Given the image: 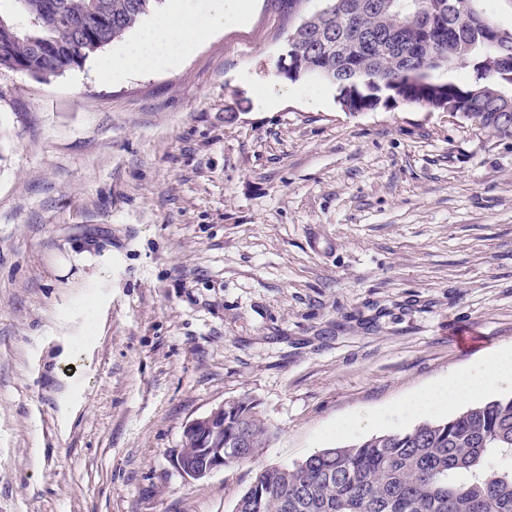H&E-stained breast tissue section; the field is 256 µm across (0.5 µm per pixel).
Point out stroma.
<instances>
[{"label": "stroma", "instance_id": "35a3bbf8", "mask_svg": "<svg viewBox=\"0 0 512 512\" xmlns=\"http://www.w3.org/2000/svg\"><path fill=\"white\" fill-rule=\"evenodd\" d=\"M322 5L253 0L162 70L0 73V512H233L512 348V139L279 76ZM244 398L260 455L186 477L185 424Z\"/></svg>", "mask_w": 512, "mask_h": 512}]
</instances>
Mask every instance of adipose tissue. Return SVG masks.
<instances>
[{"mask_svg":"<svg viewBox=\"0 0 512 512\" xmlns=\"http://www.w3.org/2000/svg\"><path fill=\"white\" fill-rule=\"evenodd\" d=\"M249 0H172L170 10L145 27L119 54L99 64L101 71L145 72L178 63L187 48L216 31L240 23ZM512 387V349L483 357L420 391L399 410L400 417L431 415L486 393Z\"/></svg>","mask_w":512,"mask_h":512,"instance_id":"1","label":"adipose tissue"}]
</instances>
